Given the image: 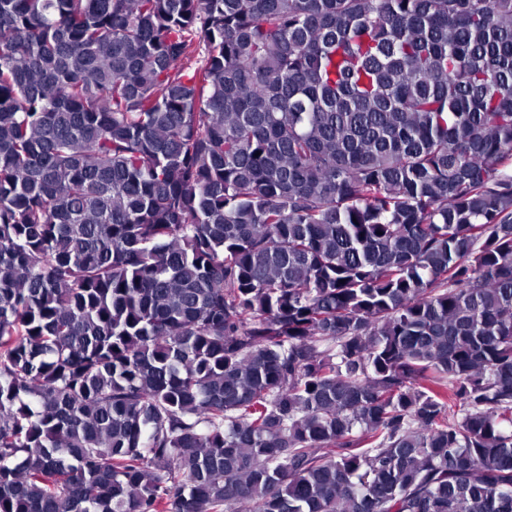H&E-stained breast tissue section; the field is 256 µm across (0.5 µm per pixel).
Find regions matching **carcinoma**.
Here are the masks:
<instances>
[{
	"label": "carcinoma",
	"instance_id": "obj_1",
	"mask_svg": "<svg viewBox=\"0 0 512 512\" xmlns=\"http://www.w3.org/2000/svg\"><path fill=\"white\" fill-rule=\"evenodd\" d=\"M0 512H512V0H0Z\"/></svg>",
	"mask_w": 512,
	"mask_h": 512
}]
</instances>
